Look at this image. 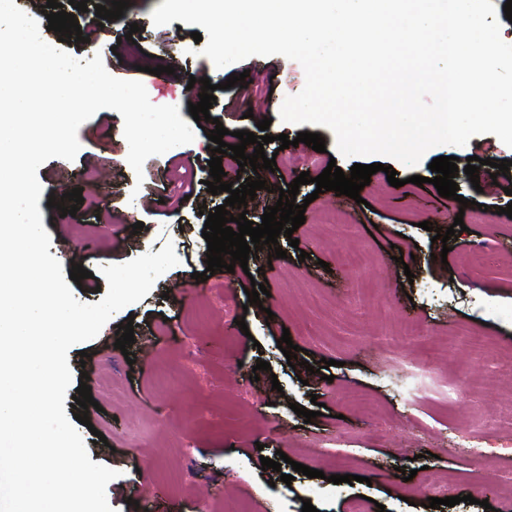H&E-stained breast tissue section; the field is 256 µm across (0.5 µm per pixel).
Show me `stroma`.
<instances>
[{"instance_id": "1", "label": "stroma", "mask_w": 512, "mask_h": 512, "mask_svg": "<svg viewBox=\"0 0 512 512\" xmlns=\"http://www.w3.org/2000/svg\"><path fill=\"white\" fill-rule=\"evenodd\" d=\"M162 2L130 0L120 19L105 24L94 12L79 14L90 40L71 43L68 52L87 60L101 55L113 76L141 81L152 103L178 106L186 121L189 103L199 100L190 78L217 84L248 73L243 91L252 99L251 117L222 111L224 93L209 110L232 130L233 145L237 131H256L266 117L272 137L320 133L322 153L304 144L265 145L277 169L261 170L266 186L249 201L248 220L260 221L278 188L301 172L318 176L332 161L350 170L353 161L340 155L329 128L280 118L284 99L305 85L299 63L252 56L215 67L194 54L191 25L153 24ZM160 65L172 66L173 74L152 75ZM122 129L120 113L99 110L78 130L75 160L53 158L37 170L50 254L73 256L89 272L73 290L79 301H101L107 280L99 267L168 243L179 259L141 301L67 353L72 373L88 372L98 403L88 411L90 427L80 430L89 457L119 472L106 488L113 512H302L307 500L317 512H346L349 498L359 495L385 512H485L465 502L475 493L496 512H512V492L501 483L512 477V218L496 212L512 202V179L500 175L475 187L464 172L468 157L498 163L512 160V148L492 134L461 148L437 146L415 167L393 162L404 186H390L380 171L356 200L300 186V196L312 201L293 235L298 247H290L293 237H279L286 258L272 261L262 250L247 269L221 270L198 283L194 273L206 270V218L197 205L177 206L176 198L184 180L209 177L207 133L194 127L192 143L148 158L138 176ZM440 156L458 159V199L410 182L430 176ZM75 188L83 196L76 215L49 207L50 194ZM463 198L469 207L460 206ZM330 209L344 213V223H326ZM458 215L465 231L446 245L433 241L432 228ZM425 221L430 230L422 229ZM441 252L446 260H438ZM476 252L483 260L475 267ZM255 281L268 291L258 306L245 293ZM228 290L248 308L246 329L224 311ZM131 320L134 344L115 349L118 327ZM469 332L495 342L491 358L459 343ZM285 334L301 348L300 367L288 366L277 346ZM260 359L270 370L255 371ZM326 359L332 365L325 381L318 370ZM314 401L323 405L321 416L307 422L295 414V406ZM279 450L288 463L277 472L263 469L262 457ZM296 462L320 477L294 473ZM401 469L413 479L398 477ZM432 472L451 478L459 504L426 507L423 486ZM284 474L291 483L281 482ZM336 474L358 481L330 483Z\"/></svg>"}]
</instances>
